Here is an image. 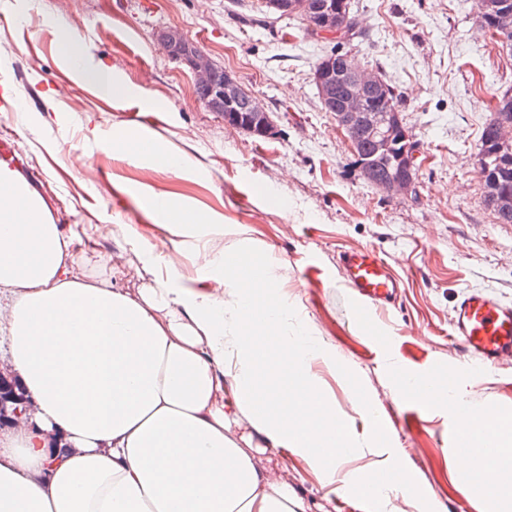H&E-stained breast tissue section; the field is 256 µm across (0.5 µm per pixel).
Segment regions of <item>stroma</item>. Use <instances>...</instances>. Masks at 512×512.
<instances>
[{
    "instance_id": "35a3bbf8",
    "label": "stroma",
    "mask_w": 512,
    "mask_h": 512,
    "mask_svg": "<svg viewBox=\"0 0 512 512\" xmlns=\"http://www.w3.org/2000/svg\"><path fill=\"white\" fill-rule=\"evenodd\" d=\"M365 38L348 47L355 62L381 72L401 95L404 123L418 146L415 195H386L366 183L332 113L323 110L312 74L328 40L307 34L294 16L268 15L261 0H0V76L23 78L38 95L22 112L0 111V137L39 174L38 191L58 217L76 261L72 273L99 287H141V251L170 234L145 208L171 195L217 225L199 238L184 231L155 268L177 270L199 290L209 286L197 247L231 261L273 264L276 287L258 302L287 296L323 347L307 369L283 364L276 337L256 364L255 400L267 389L288 396L314 391L336 413L351 458H322L311 448L270 449L249 414L232 430L255 467L288 476V493L306 512L359 507L371 489L403 470L418 495L396 492V512H512V488L488 497L493 477L470 475L453 451L456 423L447 401L406 397L398 372L436 377L460 389L474 421L512 416V369L474 379L451 346L454 306L469 289L512 303V224L483 203L476 170L493 95L512 89V57L479 30L473 0H352ZM63 18L88 65L115 66L124 92L105 95L77 82L59 56L55 18ZM176 28L264 103L277 134L259 140L226 126L195 94L196 78L160 41ZM152 106L158 120L136 114ZM139 132L182 153L188 168L143 181L141 161L112 147ZM88 158L101 182L88 180L73 156ZM125 225L128 233L116 232ZM135 238L140 251L126 247ZM370 248L403 286L398 299L358 317L339 257ZM377 408L373 425L362 402Z\"/></svg>"
}]
</instances>
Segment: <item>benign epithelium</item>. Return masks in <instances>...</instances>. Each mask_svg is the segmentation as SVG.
I'll return each mask as SVG.
<instances>
[{"label": "benign epithelium", "instance_id": "benign-epithelium-1", "mask_svg": "<svg viewBox=\"0 0 512 512\" xmlns=\"http://www.w3.org/2000/svg\"><path fill=\"white\" fill-rule=\"evenodd\" d=\"M479 27L484 31L494 29L501 33L512 31V11L504 8L500 0H474ZM344 23V2L327 0L319 11L311 28L318 33L338 34ZM171 57L188 66L196 76L197 87L207 91L210 109L224 113V124L241 129L254 137L267 138L273 134L274 126L262 102L252 93L246 91L240 82L229 72H224V81L219 86L211 83L213 75L219 71L212 60L192 40L176 29H169L160 34ZM313 82L324 109L334 113L336 126L347 135L356 138L364 133L382 139L388 146L392 142L402 143L410 140L408 131L390 112H369L367 105L372 97L382 94L386 86L380 75L373 70L347 66L336 69L326 60L313 72ZM247 98L250 123L241 124L234 110V104L241 98ZM497 137L485 143L483 150L496 143L506 144L512 139V119L500 118L495 124ZM405 162L401 169L378 182L379 189L389 195L410 196L416 192L417 174L413 171L416 152L404 155ZM497 180L488 185L490 206L498 211L512 210V195L496 189Z\"/></svg>", "mask_w": 512, "mask_h": 512}]
</instances>
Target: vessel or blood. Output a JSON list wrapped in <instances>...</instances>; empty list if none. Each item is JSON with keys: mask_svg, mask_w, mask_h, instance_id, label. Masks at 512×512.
I'll list each match as a JSON object with an SVG mask.
<instances>
[{"mask_svg": "<svg viewBox=\"0 0 512 512\" xmlns=\"http://www.w3.org/2000/svg\"><path fill=\"white\" fill-rule=\"evenodd\" d=\"M24 173L14 144L0 140V174L18 179ZM341 266L355 302L380 306L397 298L400 282L373 249L343 253ZM452 336L471 377L512 365V303L484 291L463 294L454 307Z\"/></svg>", "mask_w": 512, "mask_h": 512, "instance_id": "vessel-or-blood-1", "label": "vessel or blood"}]
</instances>
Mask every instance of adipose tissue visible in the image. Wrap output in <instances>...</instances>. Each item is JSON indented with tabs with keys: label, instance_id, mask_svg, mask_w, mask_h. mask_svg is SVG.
Instances as JSON below:
<instances>
[{
	"label": "adipose tissue",
	"instance_id": "ef3b65f1",
	"mask_svg": "<svg viewBox=\"0 0 512 512\" xmlns=\"http://www.w3.org/2000/svg\"><path fill=\"white\" fill-rule=\"evenodd\" d=\"M149 171H183L186 159L140 137L118 139ZM69 243L40 197L0 179V288L9 301L0 331L9 366L24 386L29 421L0 431V512H305L288 487L262 475L231 436L224 378L244 409L262 351L245 320L243 288H269L277 276L246 278L240 263L206 255L202 266L223 293L196 290L174 272L155 275L145 253L141 288H100L72 274ZM264 331L306 366L321 352L305 326H293L286 298L266 307ZM267 394L255 419L273 447L301 442L326 450L339 425L320 404ZM65 443L56 453L52 441Z\"/></svg>",
	"mask_w": 512,
	"mask_h": 512
}]
</instances>
